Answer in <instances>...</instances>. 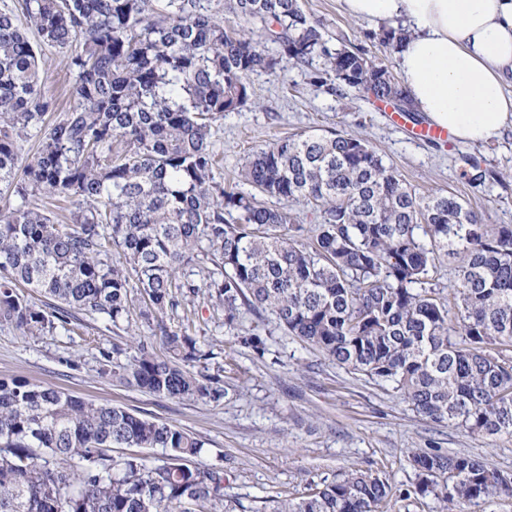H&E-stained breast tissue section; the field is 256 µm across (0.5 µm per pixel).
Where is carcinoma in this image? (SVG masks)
Listing matches in <instances>:
<instances>
[{"instance_id":"carcinoma-1","label":"carcinoma","mask_w":512,"mask_h":512,"mask_svg":"<svg viewBox=\"0 0 512 512\" xmlns=\"http://www.w3.org/2000/svg\"><path fill=\"white\" fill-rule=\"evenodd\" d=\"M19 0L0 8V324L40 336L73 312L106 327L140 316L159 342L131 337L133 354L102 350L113 376L149 393L218 404L224 367L212 349L164 322L200 291L254 357L272 336L239 328L242 311L269 313L286 335L355 373L392 386L426 419L479 437H512V225L487 224L451 193L419 194L355 132L277 140L241 164L228 190L217 175L212 123L243 107L250 77L284 60L311 68L331 92L353 89L413 104L401 78L350 44L325 39L299 0ZM393 28L376 34L401 46ZM66 50L76 104L52 122L38 55ZM35 133L30 160L19 140ZM461 177L495 175L467 160ZM63 199L73 223L35 202ZM275 198L272 208L262 198ZM310 205L319 224H298ZM123 256L112 264V250ZM462 264L448 295L430 283L445 258ZM198 269L201 282L181 274ZM52 300L37 303L23 289ZM200 366L196 375L188 367ZM158 448L149 461L114 448ZM203 442L183 429L106 403L0 379V512H235L223 467L199 465ZM422 495L473 512L512 495V475L468 454L416 452ZM386 478L344 471L322 487L274 501L270 512H379Z\"/></svg>"}]
</instances>
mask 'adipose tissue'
<instances>
[{"mask_svg": "<svg viewBox=\"0 0 512 512\" xmlns=\"http://www.w3.org/2000/svg\"><path fill=\"white\" fill-rule=\"evenodd\" d=\"M353 19L402 22L403 84L429 121L487 144L512 125V0H341Z\"/></svg>", "mask_w": 512, "mask_h": 512, "instance_id": "obj_1", "label": "adipose tissue"}]
</instances>
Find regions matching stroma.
<instances>
[{
  "label": "stroma",
  "mask_w": 512,
  "mask_h": 512,
  "mask_svg": "<svg viewBox=\"0 0 512 512\" xmlns=\"http://www.w3.org/2000/svg\"><path fill=\"white\" fill-rule=\"evenodd\" d=\"M299 3L327 35L343 37L375 62L396 68L395 52L374 37L377 25L345 16L338 0ZM64 55L50 46L40 52L41 90L60 113L75 103ZM250 83L248 103L225 113L212 128L225 184H235L243 157L266 143L347 130L364 137L418 193H452L488 223L512 225V127L490 144H466L452 136L435 145L396 125L384 104L353 92L335 96L312 85L307 69L284 62L251 76ZM468 156L499 173L501 182L475 188L462 180ZM167 321L188 324L192 335L212 345L225 374L220 404L158 396L113 380L99 351L119 342V334L107 330L99 317L82 313L70 330L41 336L1 326L0 379L24 378L192 433L204 443L198 463L224 466L226 498L249 512H262L271 500L298 496L351 467L389 480L395 489L390 512H445L443 503L416 491L409 459L420 451L474 455L512 475V439L481 438L426 420L391 386L350 373L283 335L271 315L249 314L243 321L273 336L262 360L236 344L223 311L206 293Z\"/></svg>",
  "instance_id": "35a3bbf8"
}]
</instances>
